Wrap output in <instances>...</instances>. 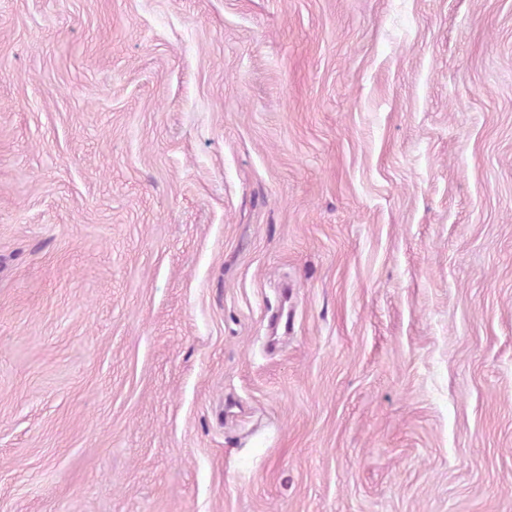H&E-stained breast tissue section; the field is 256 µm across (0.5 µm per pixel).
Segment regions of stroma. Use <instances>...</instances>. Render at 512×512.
<instances>
[{"mask_svg":"<svg viewBox=\"0 0 512 512\" xmlns=\"http://www.w3.org/2000/svg\"><path fill=\"white\" fill-rule=\"evenodd\" d=\"M0 512H512V0H0Z\"/></svg>","mask_w":512,"mask_h":512,"instance_id":"stroma-1","label":"stroma"}]
</instances>
